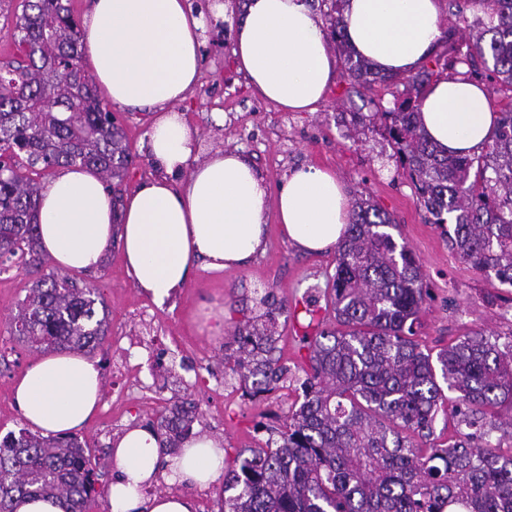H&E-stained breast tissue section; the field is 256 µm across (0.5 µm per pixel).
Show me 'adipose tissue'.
<instances>
[{"mask_svg":"<svg viewBox=\"0 0 512 512\" xmlns=\"http://www.w3.org/2000/svg\"><path fill=\"white\" fill-rule=\"evenodd\" d=\"M232 0H91L83 27L89 69L113 106L153 115L148 155L155 177L126 196L121 214L96 170L59 169L37 205L39 246L65 270L99 268L120 243L132 283L162 303L184 288L196 266L244 268L263 246L269 216L309 252L335 250L349 222V197L335 173L313 165L288 175L270 196L261 173L241 154L200 157L195 131L176 104L196 85L209 19H226ZM344 38L376 71H416L442 36L439 0H345ZM232 55L253 91L288 112H313L335 70L324 25L309 0H249L233 28ZM499 114L482 86L441 76L428 87L419 122L444 153L480 154ZM23 418L45 435L84 427L101 399L100 372L78 352H54L31 365L15 387ZM110 512H195L182 495L146 488L167 468L171 480L211 485L224 466L217 439L191 434L165 456L158 434L133 428L114 448Z\"/></svg>","mask_w":512,"mask_h":512,"instance_id":"obj_1","label":"adipose tissue"}]
</instances>
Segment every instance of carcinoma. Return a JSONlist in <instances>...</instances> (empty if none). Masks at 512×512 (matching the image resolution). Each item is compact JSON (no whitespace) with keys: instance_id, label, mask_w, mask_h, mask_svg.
<instances>
[{"instance_id":"1","label":"carcinoma","mask_w":512,"mask_h":512,"mask_svg":"<svg viewBox=\"0 0 512 512\" xmlns=\"http://www.w3.org/2000/svg\"><path fill=\"white\" fill-rule=\"evenodd\" d=\"M328 38L362 88L401 85L408 97L392 109L353 117L347 137L364 129L388 135L402 174L413 184L425 219L472 268L512 286V106L479 155L445 156L418 124L434 72L374 75L344 42L343 0H321ZM481 15L466 49L454 44L441 69L478 65L512 88V0H467ZM16 55L0 61V259L32 280L11 327L37 351L93 354L105 331L98 289L45 267L38 248L36 206L46 177L70 166L97 169L123 202V181L135 162L125 132L82 66L81 30L71 0H22L8 31ZM390 215L359 198L336 247V271L319 297L292 313L298 351L308 368L282 424H256L265 446L224 459L221 512H512V449L493 446L503 415L512 418V336L484 331L457 339L437 355L413 339V323L429 288L412 251L397 242ZM260 313L238 328L237 356L224 358L245 395L279 388L288 367L274 357L278 342L270 293ZM332 313L316 321L319 310ZM456 393L448 404L445 391ZM470 429L448 446L431 444L439 413ZM194 402L174 403L157 432L175 448L192 430ZM99 458L76 436H42L22 428L0 439V512L15 496H52L64 512H84L95 492Z\"/></svg>"}]
</instances>
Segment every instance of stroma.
Masks as SVG:
<instances>
[{
  "label": "stroma",
  "instance_id": "stroma-1",
  "mask_svg": "<svg viewBox=\"0 0 512 512\" xmlns=\"http://www.w3.org/2000/svg\"><path fill=\"white\" fill-rule=\"evenodd\" d=\"M201 74L205 81L181 103L190 126L199 133V153L233 149L249 158L277 190L285 175L305 165L332 169L350 199L360 197L389 213L399 226L397 241L406 243L423 266L430 297L415 326L422 349L438 352L477 330L512 334V287L491 283L449 249L437 225L426 223L412 184L398 174L393 150L380 131L367 130L359 142L347 139L345 116L392 108L403 99L402 87L373 83L362 89L344 66H337L323 102L314 112H284L253 95L244 73L233 62L221 37L205 39ZM136 162L124 190L151 178L155 171L145 143L151 116L144 111L117 110ZM336 268L335 252L308 255L270 222L265 246L245 268L215 274L195 270L189 283L159 304L133 286L119 249L103 266L80 278L96 286L105 303L106 340L94 360L101 374L102 400L77 437L101 462L97 498L85 512H104L101 498L112 476L115 436L133 427L157 424L160 408L142 405L140 397L161 387L167 397L199 401L194 430L219 437L228 454L264 444L260 414L268 424L285 416L297 399L299 383L263 399H242L239 381L224 371V357L236 350L235 329L255 313V299L272 291L282 337L281 362L295 368V333L289 312L309 288H326ZM30 281L23 268L0 265V438L19 431L25 421L14 400L22 374L39 360L10 329Z\"/></svg>",
  "mask_w": 512,
  "mask_h": 512
}]
</instances>
